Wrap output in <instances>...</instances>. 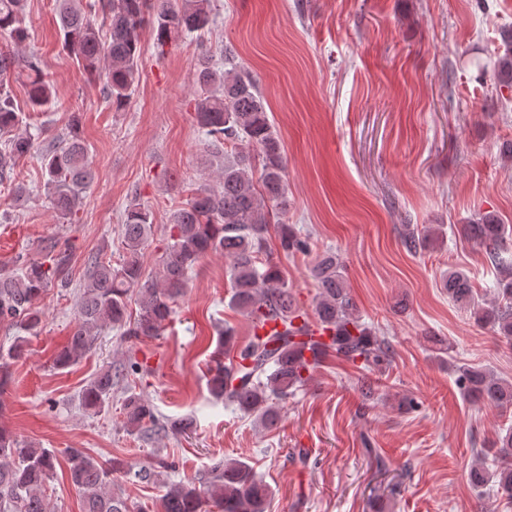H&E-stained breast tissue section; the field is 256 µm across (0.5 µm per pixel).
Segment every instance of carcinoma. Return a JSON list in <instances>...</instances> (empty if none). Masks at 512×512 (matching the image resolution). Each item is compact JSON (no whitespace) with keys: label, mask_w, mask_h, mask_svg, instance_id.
Masks as SVG:
<instances>
[{"label":"carcinoma","mask_w":512,"mask_h":512,"mask_svg":"<svg viewBox=\"0 0 512 512\" xmlns=\"http://www.w3.org/2000/svg\"><path fill=\"white\" fill-rule=\"evenodd\" d=\"M57 0L62 46L87 73L99 77L102 93L112 107L123 108L139 83L143 54L140 31L150 25L156 49L185 34L201 32L212 23L210 0ZM27 0H0V35L8 36L17 51L0 53V135H8L0 148V186L12 192L16 203L29 201V190L16 181L17 158L35 149L43 134L21 132L23 115L9 89L11 79H25L28 103L34 112H47L55 91L42 71L40 59L23 52L28 39L24 26ZM102 13L107 37L101 39L96 14ZM196 95L194 119L205 132L211 156L224 159L218 183L204 184L185 205L168 218L169 239L160 256V275H145L143 250L151 235L152 211L140 203L126 207L122 234L126 255L114 265L98 251L87 257L88 279L78 301V320L66 347L54 365L65 369L76 364L96 344L103 327L110 325L129 338L160 334L172 314V304L187 288L189 272L210 253H222L229 276L228 307L241 313L251 326L274 323L260 334L250 332L240 343L235 330H219L213 366L207 386L211 396L257 417L271 429L280 419V403L312 378L320 357L336 358L367 366L390 364L389 343L375 336L361 320L350 297L342 265L327 254L312 268L317 283L313 313L299 307L288 281L268 251L276 235L283 253L309 251L308 237L281 215L288 209L286 160L279 136L269 119L264 98L251 77L241 69H225L206 55L194 65ZM501 88L512 89V32L503 37L502 53L495 69ZM79 114L71 113L67 132L43 149L44 188L58 217L73 215L93 182L94 170L80 135ZM464 235L486 247L490 263L505 270L493 290L505 303L487 305L475 298L466 274L450 270L443 288L453 302L470 311L475 321L490 326L499 336L512 340V270L507 240L512 230L487 213L475 224L463 226ZM436 230L419 231L406 226L403 244L418 252L434 241ZM47 262L0 273V323L19 333L8 349L0 348V387L8 382L12 361L23 355V334L34 335L42 324L36 307L47 288L69 286L71 263L68 247L57 239L43 244ZM140 299L137 318L127 319L131 292ZM141 365L129 361L124 370L107 368L85 386L84 408L101 411L112 397L120 376L139 373ZM458 384L474 403L501 411L512 409V383L484 369L461 366ZM121 404L127 431H160L169 426L184 432L192 421L170 424L157 417L153 407L130 390ZM56 456L34 448L10 431L0 428V512H52L46 482L52 477ZM69 475L82 498V512H134L123 496L112 492L113 477L131 475L141 483L160 481L163 472L175 468L159 460L133 469L114 457L101 462L78 448L68 450ZM471 486L486 489L512 502V467L490 471L483 462L471 465ZM271 490L253 468L237 459L213 464L205 479L171 483L160 498L161 512H266Z\"/></svg>","instance_id":"cac0c4a2"}]
</instances>
